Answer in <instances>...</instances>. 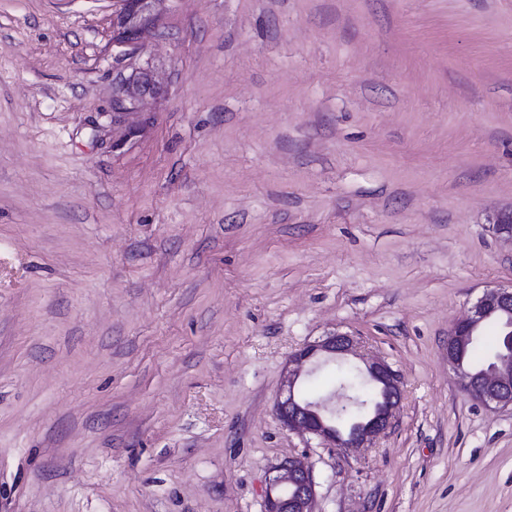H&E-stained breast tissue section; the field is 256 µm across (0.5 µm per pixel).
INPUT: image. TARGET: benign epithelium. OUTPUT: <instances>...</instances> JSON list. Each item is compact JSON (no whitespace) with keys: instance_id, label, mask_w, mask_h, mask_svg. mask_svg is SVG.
I'll return each instance as SVG.
<instances>
[{"instance_id":"obj_1","label":"benign epithelium","mask_w":512,"mask_h":512,"mask_svg":"<svg viewBox=\"0 0 512 512\" xmlns=\"http://www.w3.org/2000/svg\"><path fill=\"white\" fill-rule=\"evenodd\" d=\"M152 0H121L116 42L133 45L150 21ZM159 93L153 76L141 72L123 78L118 86V102L124 109L137 105ZM497 234L512 240V211L497 215ZM499 321L505 331L508 349L498 355L490 366L475 371L464 364L463 356L474 343L483 325ZM354 356L361 359L360 372L382 394L381 403L371 407L365 420L351 430L336 425V413L351 398L336 402V396L318 400L301 397L298 381L303 368L313 362ZM448 367L471 396L488 408L512 407V286L487 288L468 313L456 321L448 334ZM401 402L400 379L384 359L365 357L358 351L357 340L347 333H332L297 350L288 360L284 379L275 402V411L282 426L302 436L318 439L330 448L356 451L373 442L391 425ZM264 497L263 512H315L316 484L311 470L300 457L289 458L271 468Z\"/></svg>"}]
</instances>
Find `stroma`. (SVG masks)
I'll return each mask as SVG.
<instances>
[{"mask_svg":"<svg viewBox=\"0 0 512 512\" xmlns=\"http://www.w3.org/2000/svg\"><path fill=\"white\" fill-rule=\"evenodd\" d=\"M0 0V512H512V409L448 333L512 285V0ZM150 71L144 111L116 73ZM397 372L350 455L283 428L288 358ZM153 0H121L122 11L118 19L117 44L133 45L150 21ZM270 473L263 512H315L316 484L301 457L276 464Z\"/></svg>","mask_w":512,"mask_h":512,"instance_id":"1","label":"stroma"}]
</instances>
